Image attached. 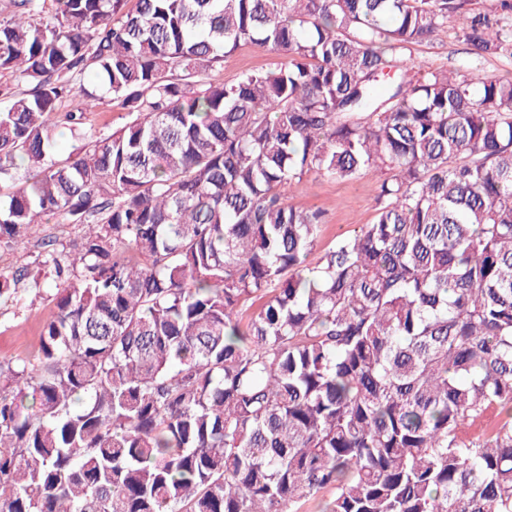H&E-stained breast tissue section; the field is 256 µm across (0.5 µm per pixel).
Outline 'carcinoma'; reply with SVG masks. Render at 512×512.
<instances>
[{
    "label": "carcinoma",
    "mask_w": 512,
    "mask_h": 512,
    "mask_svg": "<svg viewBox=\"0 0 512 512\" xmlns=\"http://www.w3.org/2000/svg\"><path fill=\"white\" fill-rule=\"evenodd\" d=\"M6 10L32 88L0 110V240L87 231L0 274L55 290L0 365V512H512V78L403 59L450 24L511 59L512 0ZM242 45L285 61L211 81ZM103 95L129 121L88 134ZM311 172L385 175L315 262L323 212L286 200Z\"/></svg>",
    "instance_id": "carcinoma-1"
}]
</instances>
